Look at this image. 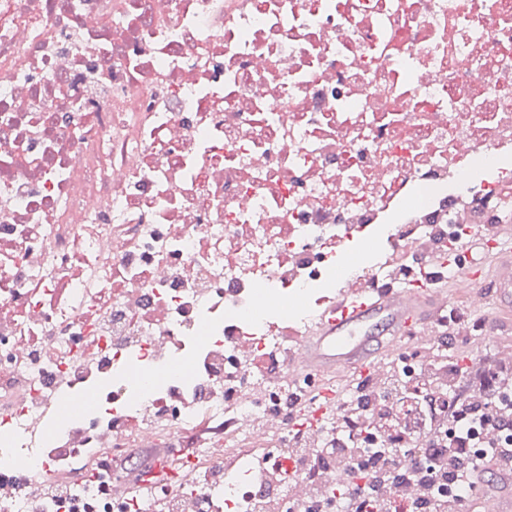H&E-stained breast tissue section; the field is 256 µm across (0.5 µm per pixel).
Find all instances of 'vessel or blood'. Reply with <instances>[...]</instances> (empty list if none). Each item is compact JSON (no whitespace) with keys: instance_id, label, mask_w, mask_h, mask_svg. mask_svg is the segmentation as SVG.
I'll list each match as a JSON object with an SVG mask.
<instances>
[{"instance_id":"b4317fda","label":"vessel or blood","mask_w":512,"mask_h":512,"mask_svg":"<svg viewBox=\"0 0 512 512\" xmlns=\"http://www.w3.org/2000/svg\"><path fill=\"white\" fill-rule=\"evenodd\" d=\"M440 262L453 270L455 280L473 284L471 304L485 312L490 325L512 313V240L491 241L478 229ZM490 263L497 274L496 300L492 303L480 287ZM449 302L447 292L426 289L416 280H399L372 291L338 288L335 300L306 324L302 347L288 365L292 375L313 370L329 377L317 401L300 407V426L310 427L336 414L344 389L332 381V374L355 371L382 375L386 357L397 351L404 339L432 341L434 317ZM191 464L187 457L176 461L169 455H158L143 473L134 476L127 489L134 492L157 483H177ZM481 483L484 494L464 501L462 512H512V477L502 480L486 476Z\"/></svg>"}]
</instances>
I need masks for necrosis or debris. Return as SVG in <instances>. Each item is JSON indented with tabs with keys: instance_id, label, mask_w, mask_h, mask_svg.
Returning <instances> with one entry per match:
<instances>
[{
	"instance_id": "1",
	"label": "necrosis or debris",
	"mask_w": 512,
	"mask_h": 512,
	"mask_svg": "<svg viewBox=\"0 0 512 512\" xmlns=\"http://www.w3.org/2000/svg\"><path fill=\"white\" fill-rule=\"evenodd\" d=\"M508 219L512 0H0V512H53L22 493L48 469L75 512H157L79 466L203 418L171 512H335L277 467L321 380L264 361L383 280L351 230L418 260Z\"/></svg>"
}]
</instances>
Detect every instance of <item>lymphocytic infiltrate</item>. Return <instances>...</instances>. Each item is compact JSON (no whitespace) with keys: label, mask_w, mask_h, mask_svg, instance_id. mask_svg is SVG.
Instances as JSON below:
<instances>
[{"label":"lymphocytic infiltrate","mask_w":512,"mask_h":512,"mask_svg":"<svg viewBox=\"0 0 512 512\" xmlns=\"http://www.w3.org/2000/svg\"><path fill=\"white\" fill-rule=\"evenodd\" d=\"M448 365L439 347H432L425 360V380L419 388L426 398L441 403L437 417L425 423L421 435L401 438L398 445L367 457L356 444L358 425L388 416L390 390L377 380L373 397L340 406L342 425L335 437L320 448L292 449L298 470L317 478L327 466L347 471L352 481L337 487L335 498L346 503L348 512H396L406 500L405 488L420 485V498L410 501L409 512H448L449 505L461 504L471 493L470 480L476 470L496 465L503 474L512 473V440L504 431L512 429V407L487 416L500 392L512 390V367L479 362L469 377L445 382ZM487 433L481 454H473L477 432ZM414 454L415 463L404 468L401 458Z\"/></svg>","instance_id":"lymphocytic-infiltrate-1"}]
</instances>
